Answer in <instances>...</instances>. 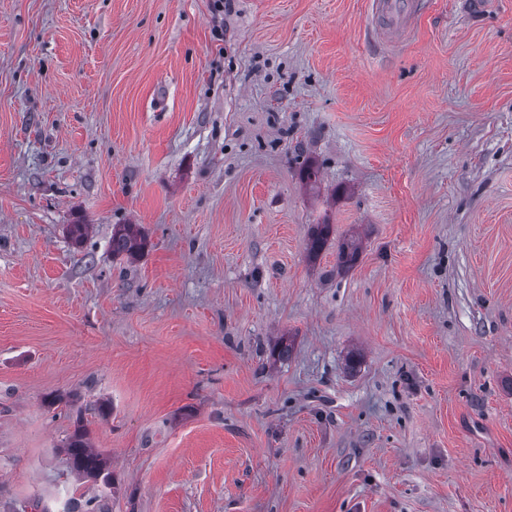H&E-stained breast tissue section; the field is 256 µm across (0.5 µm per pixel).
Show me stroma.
Wrapping results in <instances>:
<instances>
[{
  "mask_svg": "<svg viewBox=\"0 0 512 512\" xmlns=\"http://www.w3.org/2000/svg\"><path fill=\"white\" fill-rule=\"evenodd\" d=\"M420 2L0 0V512L79 420L111 512H512V0ZM419 3L417 0H374L373 10L386 20L383 34L394 36L409 27L419 9ZM111 246L113 255L134 256L145 248L146 240L134 229V224H116Z\"/></svg>",
  "mask_w": 512,
  "mask_h": 512,
  "instance_id": "obj_1",
  "label": "stroma"
}]
</instances>
